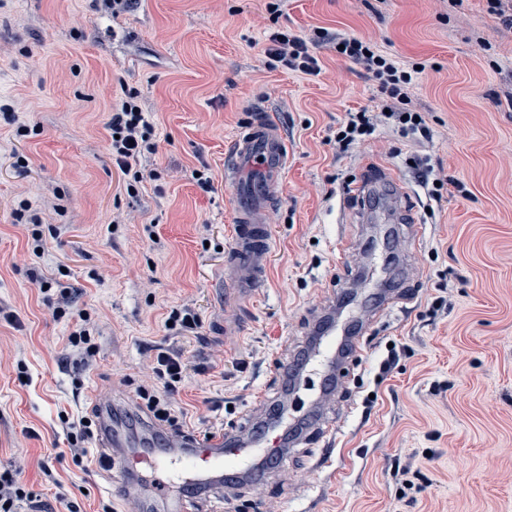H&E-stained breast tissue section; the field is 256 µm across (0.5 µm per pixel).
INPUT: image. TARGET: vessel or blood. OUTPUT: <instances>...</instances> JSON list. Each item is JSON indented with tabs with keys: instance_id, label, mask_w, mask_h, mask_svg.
I'll use <instances>...</instances> for the list:
<instances>
[{
	"instance_id": "1",
	"label": "vessel or blood",
	"mask_w": 512,
	"mask_h": 512,
	"mask_svg": "<svg viewBox=\"0 0 512 512\" xmlns=\"http://www.w3.org/2000/svg\"><path fill=\"white\" fill-rule=\"evenodd\" d=\"M288 165V144L268 117H252L235 135L226 172L235 196L232 251L225 264L224 286L237 298L250 297L262 282L269 263L272 234L267 213L278 198ZM237 426L204 439L185 437L183 453L162 450L149 456L126 457V471L152 470L162 482L197 485L225 473L252 472L255 457H269L278 446L280 432L270 426L256 431L249 446L237 440ZM98 439L101 447L121 448L126 439L112 422L108 405L99 408Z\"/></svg>"
}]
</instances>
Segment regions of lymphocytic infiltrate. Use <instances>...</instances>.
Segmentation results:
<instances>
[{"mask_svg": "<svg viewBox=\"0 0 512 512\" xmlns=\"http://www.w3.org/2000/svg\"><path fill=\"white\" fill-rule=\"evenodd\" d=\"M322 46L338 50L340 56L359 65L365 76L377 83L385 98L383 111L348 113L334 134L340 151H349L369 141L381 126L415 142L430 138L431 129L425 113L408 107L407 89L419 75L416 64H407L383 53L371 40L323 27L315 28L305 36L278 29L267 37L263 48L265 64L271 69L282 66L316 76L321 72V65L315 50ZM136 98V92H125L122 100L111 107L107 127L112 135L113 163L123 175L131 176L137 182L142 174L134 168L136 160L141 155L155 152L157 144L155 126L137 104ZM187 370L182 354L159 352L151 366V381L139 384L135 389L140 407L150 414L155 426L163 430L177 431L181 428L170 397L184 382ZM60 421L74 465H83L88 457V446L97 436L96 415L72 418L64 414Z\"/></svg>", "mask_w": 512, "mask_h": 512, "instance_id": "obj_1", "label": "lymphocytic infiltrate"}]
</instances>
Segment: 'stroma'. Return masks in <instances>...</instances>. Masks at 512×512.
<instances>
[{
  "instance_id": "35a3bbf8",
  "label": "stroma",
  "mask_w": 512,
  "mask_h": 512,
  "mask_svg": "<svg viewBox=\"0 0 512 512\" xmlns=\"http://www.w3.org/2000/svg\"><path fill=\"white\" fill-rule=\"evenodd\" d=\"M317 27L423 63L409 96L432 139L382 127L339 151L347 113L380 111L376 85L327 47L315 77L263 64L267 31ZM127 89L157 133L131 191L112 164L106 109ZM1 103L37 130L20 138L0 122V463L21 464L33 494L17 512H59L61 488L79 512H127L100 448L82 467L59 455V416L99 399L151 437L129 397L160 348L191 365L169 448L248 412L296 425L277 470L199 490L192 512H512V26L487 0H281L275 19L265 0H136L117 16L101 0H0ZM257 113L278 124L288 167L268 217V273L240 300L224 292L234 208L224 157ZM415 155L447 181L438 203L426 201ZM373 170L404 188L414 224L359 212L345 187ZM25 202L43 232L38 257L16 218ZM54 279L67 289L60 320L40 292ZM381 291L395 301L371 313ZM342 293L363 354L341 368L337 391L316 396L317 376L295 384L275 363L309 353ZM185 305L199 336L164 326ZM82 311L99 343L89 366L67 344ZM228 318L239 321L231 336ZM392 349L398 360L382 370Z\"/></svg>"
}]
</instances>
